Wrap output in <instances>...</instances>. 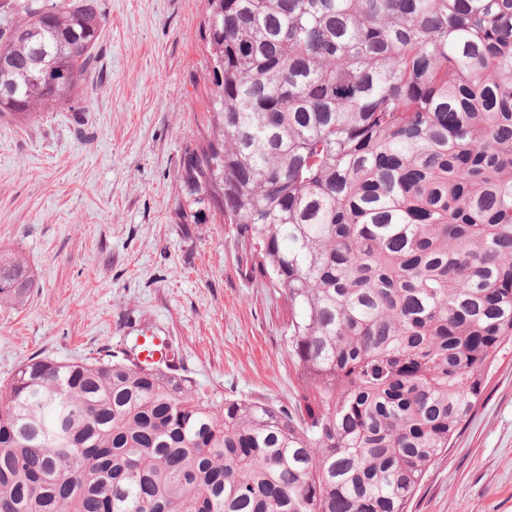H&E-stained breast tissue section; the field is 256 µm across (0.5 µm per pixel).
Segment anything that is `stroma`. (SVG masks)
<instances>
[{
	"label": "stroma",
	"mask_w": 512,
	"mask_h": 512,
	"mask_svg": "<svg viewBox=\"0 0 512 512\" xmlns=\"http://www.w3.org/2000/svg\"><path fill=\"white\" fill-rule=\"evenodd\" d=\"M95 69L65 107L0 119V249L36 286L0 307V390L39 356L79 361L167 340L216 403L293 408L288 301L255 275L234 224H181V162L206 121L205 0H101ZM410 512H512V342Z\"/></svg>",
	"instance_id": "1"
}]
</instances>
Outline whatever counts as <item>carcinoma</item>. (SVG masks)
<instances>
[{
  "mask_svg": "<svg viewBox=\"0 0 512 512\" xmlns=\"http://www.w3.org/2000/svg\"><path fill=\"white\" fill-rule=\"evenodd\" d=\"M0 118L74 102L98 0H4ZM180 224L288 299L294 411L113 354L0 397V512H408L512 340V0H206ZM0 250V306L34 287Z\"/></svg>",
  "mask_w": 512,
  "mask_h": 512,
  "instance_id": "carcinoma-1",
  "label": "carcinoma"
}]
</instances>
